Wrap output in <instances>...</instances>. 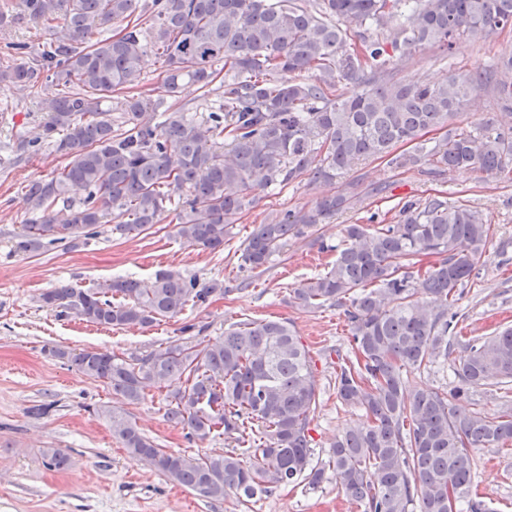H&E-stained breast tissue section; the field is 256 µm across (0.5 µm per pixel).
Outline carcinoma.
Here are the masks:
<instances>
[{
	"label": "carcinoma",
	"instance_id": "1",
	"mask_svg": "<svg viewBox=\"0 0 512 512\" xmlns=\"http://www.w3.org/2000/svg\"><path fill=\"white\" fill-rule=\"evenodd\" d=\"M16 8L45 25L37 49L5 44L10 64L0 82L21 92L43 91L47 118L18 135L17 158L47 145L68 158L26 191L37 218L22 225L14 251L75 246L112 218L111 232L139 234L175 212L177 235L203 250H220L254 192L305 179L326 185L371 158L395 169L419 167L436 177L449 170L512 171V53L491 68L440 84L385 76V49L366 38L397 17L392 46L412 54L423 46L452 49L464 36L485 41L512 25V0H17ZM122 28L92 41L93 30ZM153 51L164 67L163 92L188 80L207 88L224 75L218 105L198 122L174 110L154 122L162 104L131 90L142 58ZM312 73L313 80L300 79ZM357 83L333 96L336 80ZM479 88L500 109L485 127L454 126ZM444 131L431 147L419 139ZM230 140L224 148V140ZM413 150L394 153L399 144ZM84 191L78 201L68 193ZM384 192L357 180L345 193H326L314 208L258 224L241 249L240 266L265 267L292 237ZM491 225L477 210L439 197L405 200L391 224H347L327 270L294 289L302 309L344 310L352 356L336 369V396L364 409L368 423L336 436L324 460H314L311 423L318 391L309 351L288 320L241 321L215 342L170 344L126 357L84 349H54L100 380L126 405L174 379L166 420L190 439L213 433L241 451L187 457L161 448L124 412L100 408L123 447L167 480L206 499L230 492L249 500L286 484L318 487L334 479L364 512H491L473 487L471 453L512 442V408H475L470 389L512 387V326L460 341L450 307L472 279L490 242ZM436 261H431V258ZM425 298L414 299L413 280ZM224 294L178 270H161L147 287L133 278L94 288L62 285L40 294L42 305L105 327H148L188 305ZM465 356L457 384L406 390L403 372L419 370L457 345ZM263 427L256 440L246 424Z\"/></svg>",
	"mask_w": 512,
	"mask_h": 512
}]
</instances>
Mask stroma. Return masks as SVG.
Masks as SVG:
<instances>
[{"label": "stroma", "instance_id": "obj_1", "mask_svg": "<svg viewBox=\"0 0 512 512\" xmlns=\"http://www.w3.org/2000/svg\"><path fill=\"white\" fill-rule=\"evenodd\" d=\"M508 51L512 52L511 25L484 42L460 39L449 52L432 46L409 56L389 51L386 72L409 83H440L452 73L489 68ZM42 118L35 99L23 96L12 84H0V512H184L188 499L195 512H363L331 480L315 489L282 487L245 505L231 494L211 500L170 483L129 454L110 422L99 415L100 406L116 408L121 406L119 400L101 381L79 373L50 351L140 354L182 339L181 329L187 324L202 328L205 339L216 341L225 328L239 321L290 320L310 351L322 390L311 436L315 458L324 459L336 435L365 423L367 417L360 409L341 404L333 388L338 355L348 347L343 310L329 305L298 308L293 290L323 272L331 261V254L320 252V244H339L344 225L366 223L371 213L394 217L398 201L442 196L449 204H464L486 215L492 239L477 278L464 288L453 309L467 337L512 324V173L492 176L473 169L449 171L433 179L415 169L394 170L385 162L366 160L355 168V175L387 185V193L323 221L311 236L290 240L285 252L273 257L261 273L240 268L237 256L255 225L275 213L311 208L326 191L344 192L346 177H338L330 187L298 180L258 191L256 204L233 225L220 251L186 243L176 233L173 212L167 211L159 224L135 237L112 234L104 224L97 236L78 247L57 243L36 253L18 254L13 239L33 218L25 200L27 186L50 177L66 163L64 157L45 149L16 161L17 134L34 129ZM170 268L203 284L223 282L226 292L150 327L98 326L59 316L39 300L40 293L64 283L92 288L116 277L148 283L157 271ZM461 359L456 351L430 369L405 373L407 388L451 391ZM164 403V392L154 389L142 402L125 409L148 437L186 456L233 447V440L221 435L187 439L182 428L165 419ZM49 448L68 456L65 469L45 466L43 453ZM472 474L494 512H512L511 443L474 452Z\"/></svg>", "mask_w": 512, "mask_h": 512}]
</instances>
